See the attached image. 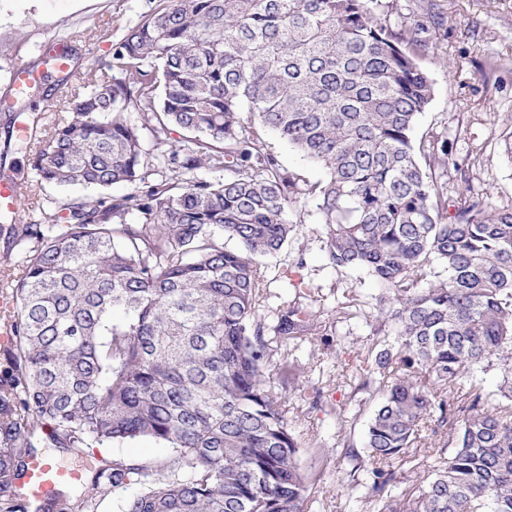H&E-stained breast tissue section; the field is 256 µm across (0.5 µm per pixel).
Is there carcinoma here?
Masks as SVG:
<instances>
[{
  "label": "carcinoma",
  "instance_id": "carcinoma-1",
  "mask_svg": "<svg viewBox=\"0 0 512 512\" xmlns=\"http://www.w3.org/2000/svg\"><path fill=\"white\" fill-rule=\"evenodd\" d=\"M382 7L158 0L113 44L103 78L71 95L39 141L33 182L96 195L47 196L10 228L22 252L18 273L0 276L16 301L12 376L0 381V512H28L15 481L37 443L139 438L173 454L115 459L92 480L141 486L123 512H306L308 475L265 366L300 389L288 346L329 328L314 288L269 320L260 311L261 259L288 243L308 200L328 263L382 288L340 307L363 316L372 343L336 338V368L382 394L368 461L346 452L348 489L377 512H512V208L465 196L448 216L452 146L442 133L413 136L432 98L417 58L432 43L418 28L395 33ZM266 130L326 178L285 169ZM437 435L451 442L403 489L412 449ZM96 506L93 493L55 494L43 512Z\"/></svg>",
  "mask_w": 512,
  "mask_h": 512
}]
</instances>
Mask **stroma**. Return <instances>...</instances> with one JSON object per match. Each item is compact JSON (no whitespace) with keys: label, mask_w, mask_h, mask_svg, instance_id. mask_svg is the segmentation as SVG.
I'll list each match as a JSON object with an SVG mask.
<instances>
[{"label":"stroma","mask_w":512,"mask_h":512,"mask_svg":"<svg viewBox=\"0 0 512 512\" xmlns=\"http://www.w3.org/2000/svg\"><path fill=\"white\" fill-rule=\"evenodd\" d=\"M389 23L401 33L423 26L436 43L429 55L418 58L429 77L433 97L416 125V135L436 130L447 134L460 163L448 176V206L456 208L462 195L488 197L493 207L512 208V157L503 140L512 133V0H383ZM150 0H0V95L7 92L13 66L21 60L38 61L39 46L48 39L79 35L78 74L67 87L43 78L26 98L25 117L53 123L67 112L71 92L81 90L87 73L100 69L113 43L137 23ZM502 67H488L490 58ZM295 230L288 245L263 259L267 270L269 308L298 298L300 285L320 289L325 297L324 318L336 326V336L323 337L316 347H302L297 357L314 365L304 391L288 393V422L295 432L301 466L312 473L307 512H375L373 504L348 496L342 488L349 468L344 448L336 444L345 434L362 449L366 426L379 404V394L358 393L348 378L336 373V338L343 335L366 343L369 329L363 318L338 321L334 309L344 292L356 290L364 299L381 291L365 272L340 271L328 264L321 242V224L313 204L294 213ZM305 256L304 268L294 266ZM345 408L347 420L337 423L331 408ZM170 450L150 438L86 448L38 449L62 468L82 472L81 482L62 485L68 496L91 488L95 470L113 459L153 462Z\"/></svg>","instance_id":"35a3bbf8"}]
</instances>
